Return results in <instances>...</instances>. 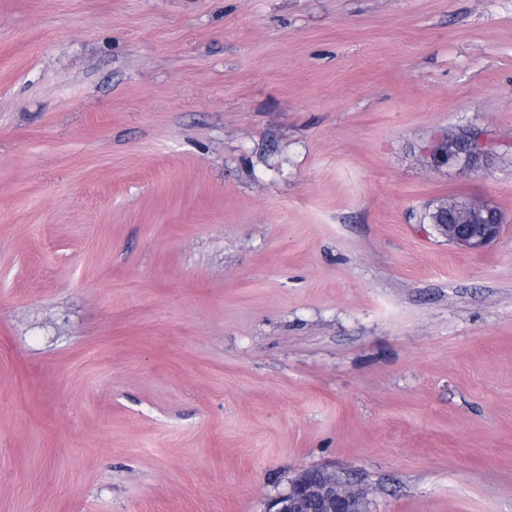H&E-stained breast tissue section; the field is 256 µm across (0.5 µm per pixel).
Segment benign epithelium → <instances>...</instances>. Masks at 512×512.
<instances>
[{
    "instance_id": "benign-epithelium-1",
    "label": "benign epithelium",
    "mask_w": 512,
    "mask_h": 512,
    "mask_svg": "<svg viewBox=\"0 0 512 512\" xmlns=\"http://www.w3.org/2000/svg\"><path fill=\"white\" fill-rule=\"evenodd\" d=\"M490 154L481 134L463 129L446 132L430 149L434 162L468 170L488 164ZM432 224L457 247L481 251L499 237L502 217L493 206L451 197L437 206ZM371 494L372 487L360 476L310 467L289 477L265 512H366Z\"/></svg>"
}]
</instances>
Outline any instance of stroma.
<instances>
[{
    "label": "stroma",
    "mask_w": 512,
    "mask_h": 512,
    "mask_svg": "<svg viewBox=\"0 0 512 512\" xmlns=\"http://www.w3.org/2000/svg\"><path fill=\"white\" fill-rule=\"evenodd\" d=\"M312 466L512 512V0H0V512H264ZM490 148L481 134L471 130L449 131L439 137L430 149L434 162L475 170L488 164ZM431 222L448 242L468 251H481L500 235L502 217L496 207L451 197L442 201Z\"/></svg>",
    "instance_id": "35a3bbf8"
}]
</instances>
